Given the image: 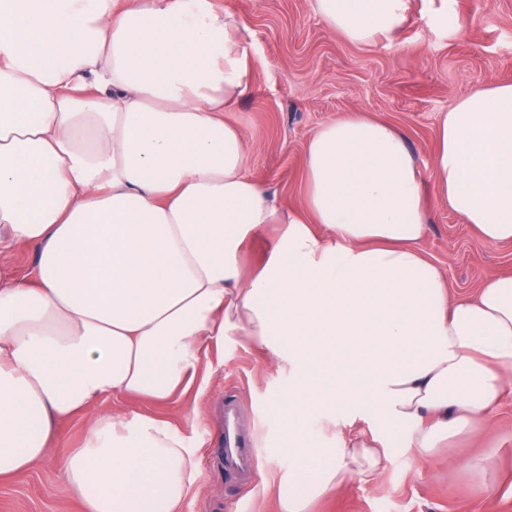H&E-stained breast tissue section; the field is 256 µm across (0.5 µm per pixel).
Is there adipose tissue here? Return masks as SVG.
Instances as JSON below:
<instances>
[{
	"instance_id": "obj_1",
	"label": "adipose tissue",
	"mask_w": 512,
	"mask_h": 512,
	"mask_svg": "<svg viewBox=\"0 0 512 512\" xmlns=\"http://www.w3.org/2000/svg\"><path fill=\"white\" fill-rule=\"evenodd\" d=\"M317 10L365 44L403 25L406 0ZM249 40L222 0H0V252L37 248L32 278L0 270V482L83 413L62 465L82 512H180L193 438L96 405L176 406L230 329L294 380L280 512L377 479L388 449L434 453L512 390V274L453 298L420 249L427 182L483 240L512 242V84L462 95L426 169L370 113L327 121L293 214L224 118L249 87ZM271 224L272 253L243 275L242 244ZM320 415L328 439L307 443ZM102 410L112 411L114 407L127 408L128 410H140L154 414L159 417H167L171 413V409L167 405L155 404L139 399H129L125 401H114L112 398L105 399L99 403Z\"/></svg>"
}]
</instances>
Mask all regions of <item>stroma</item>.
Segmentation results:
<instances>
[{
  "mask_svg": "<svg viewBox=\"0 0 512 512\" xmlns=\"http://www.w3.org/2000/svg\"><path fill=\"white\" fill-rule=\"evenodd\" d=\"M251 33L252 83L228 117L249 145L246 169L285 209L302 206L303 151L311 135L344 112H369L402 130L421 165H431L440 119L470 90L512 83V0H407L406 22L372 44L330 30L315 0H223ZM430 224L421 249L444 272L451 296L473 295L488 278L512 273V243L480 240L427 190ZM209 384L182 399L180 427L200 447V478L182 512H276L259 476L225 471L216 456L225 397L237 399L243 428L257 437L261 472L294 467L288 429L275 408L293 385L255 342L228 331L222 352L202 360ZM76 414L51 454L0 485V512H81L65 498L61 468L87 435ZM493 454L497 491L487 495L464 464ZM312 512H512V395L492 418L427 459L392 449L377 480L351 479Z\"/></svg>",
  "mask_w": 512,
  "mask_h": 512,
  "instance_id": "1",
  "label": "stroma"
}]
</instances>
